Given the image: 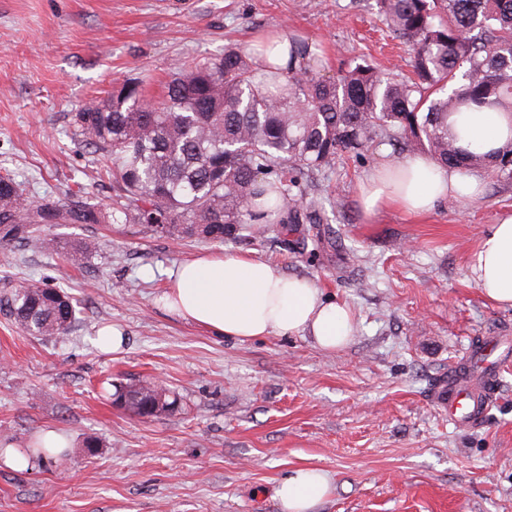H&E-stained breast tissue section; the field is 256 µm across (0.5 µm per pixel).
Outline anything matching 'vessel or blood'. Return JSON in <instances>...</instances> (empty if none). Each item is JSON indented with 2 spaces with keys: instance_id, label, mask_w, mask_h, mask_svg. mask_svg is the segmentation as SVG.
<instances>
[{
  "instance_id": "1",
  "label": "vessel or blood",
  "mask_w": 512,
  "mask_h": 512,
  "mask_svg": "<svg viewBox=\"0 0 512 512\" xmlns=\"http://www.w3.org/2000/svg\"><path fill=\"white\" fill-rule=\"evenodd\" d=\"M494 341H487L481 352L479 372H449L436 388L434 400L455 427H467L481 421L491 405L492 389L485 382L487 371L496 364Z\"/></svg>"
}]
</instances>
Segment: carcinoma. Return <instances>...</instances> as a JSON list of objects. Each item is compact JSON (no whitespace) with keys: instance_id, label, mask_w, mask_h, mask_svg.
<instances>
[{"instance_id":"carcinoma-1","label":"carcinoma","mask_w":512,"mask_h":512,"mask_svg":"<svg viewBox=\"0 0 512 512\" xmlns=\"http://www.w3.org/2000/svg\"><path fill=\"white\" fill-rule=\"evenodd\" d=\"M374 2L379 20L409 44L411 75L387 79L364 60L326 78L317 71L321 56L290 35L285 65L260 68L252 52L227 47L180 64L152 104L141 84L127 81L73 116L82 142L112 163L110 204L82 194L30 201L22 183L0 172V246L32 244L80 265L96 243H63L45 229L121 222L222 243L254 224H308L300 244L317 250L328 219L311 180L376 138L444 168L487 166L512 180V148L493 158L466 151L448 125L473 105L512 112V0ZM8 304L31 336L61 335L76 320L74 299L38 282L16 288ZM112 397L136 418L176 405L144 383H121Z\"/></svg>"}]
</instances>
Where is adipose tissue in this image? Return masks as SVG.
I'll return each mask as SVG.
<instances>
[{
	"label": "adipose tissue",
	"mask_w": 512,
	"mask_h": 512,
	"mask_svg": "<svg viewBox=\"0 0 512 512\" xmlns=\"http://www.w3.org/2000/svg\"><path fill=\"white\" fill-rule=\"evenodd\" d=\"M464 149L491 154L512 146V113L471 107L451 116ZM482 180L416 155L374 170L359 188L367 215L395 206L416 215L450 198L476 196ZM483 296L512 307V213L500 216L470 259ZM162 301L184 321L239 341L262 336L311 337L325 351L345 347L353 315L347 305L324 297L309 279L284 274L277 266L227 252L185 261L169 275ZM331 492L327 474L300 467L284 479L276 495L282 512H313Z\"/></svg>",
	"instance_id": "obj_1"
}]
</instances>
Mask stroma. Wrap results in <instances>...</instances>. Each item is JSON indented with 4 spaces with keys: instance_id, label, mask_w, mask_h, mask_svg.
Masks as SVG:
<instances>
[{
    "instance_id": "stroma-1",
    "label": "stroma",
    "mask_w": 512,
    "mask_h": 512,
    "mask_svg": "<svg viewBox=\"0 0 512 512\" xmlns=\"http://www.w3.org/2000/svg\"><path fill=\"white\" fill-rule=\"evenodd\" d=\"M374 0H0V170L26 195L65 198L107 158L72 116L114 83L142 80L159 99L176 62L295 31L324 51L323 70L362 58L392 78L407 47L376 18ZM374 142L319 182L336 203L335 242L301 249V231L225 244L144 233L137 224L53 228L95 239L73 266L30 245L0 258V296L19 283L60 288L81 308L62 336H29L0 305V448L34 447L64 432L61 455L16 470L0 460V512H280L279 483L301 466L324 470L331 496L315 512H512V362L497 374L483 421L457 428L433 392L470 362L477 343L512 353V307L488 302L468 258L512 181L480 169L482 193L412 216L366 215L358 185L398 162ZM234 251L310 279L355 316L351 342L327 352L302 336L239 342L183 322L159 298L182 261ZM127 341L101 352L99 328ZM160 383L177 410L136 419L113 405L116 383Z\"/></svg>"
}]
</instances>
